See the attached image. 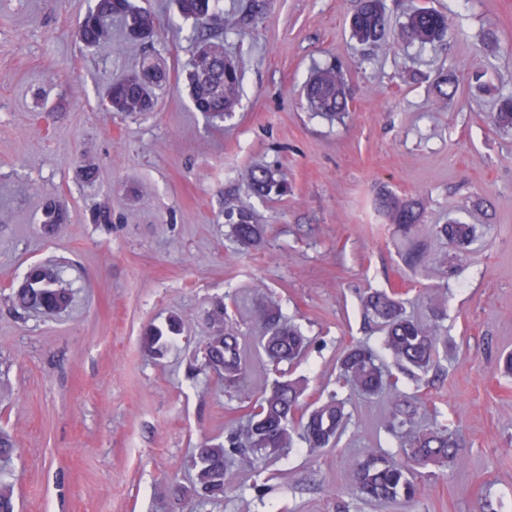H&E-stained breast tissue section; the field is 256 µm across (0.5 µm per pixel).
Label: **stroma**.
I'll return each instance as SVG.
<instances>
[{"instance_id": "1", "label": "stroma", "mask_w": 512, "mask_h": 512, "mask_svg": "<svg viewBox=\"0 0 512 512\" xmlns=\"http://www.w3.org/2000/svg\"><path fill=\"white\" fill-rule=\"evenodd\" d=\"M94 0H0V427L19 451L8 466L19 512H512V133L490 115L512 93V0H384L387 28L358 42L360 0H222L235 25L224 51L242 72L239 101L221 121L197 112L185 69L197 45L174 0H148L161 22L152 53L168 70L145 114L112 115L101 103L142 46L114 32L87 49L75 39ZM417 7L447 13L435 45L398 33ZM341 66L350 110L332 121L303 95L312 73ZM454 75L457 91L440 99ZM98 168L83 181L86 162ZM288 184L284 195L249 192L252 169ZM414 200L417 239L444 251L433 227H479L457 274L407 267L403 238L376 202ZM67 202L65 223H41L44 197ZM112 209V221L94 213ZM250 210L263 228L238 245L228 220ZM54 259L74 288L71 307L43 317L13 311L27 268ZM446 286V374L406 385L459 430L462 462L419 470L417 497L379 504L356 496L351 465L367 451L397 453L382 427L387 397L336 384L337 362L356 343L378 346L360 295L393 288L407 310L431 318L430 288ZM274 298L311 345L292 373L310 392L340 389L352 425L339 445L298 444L261 475L241 470L222 502L185 494L191 450L223 437L240 407L203 369L220 303L247 337L262 335L259 309ZM184 331L164 357L140 344L168 317ZM266 482L257 497L254 479Z\"/></svg>"}]
</instances>
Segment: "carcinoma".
<instances>
[{
    "instance_id": "1",
    "label": "carcinoma",
    "mask_w": 512,
    "mask_h": 512,
    "mask_svg": "<svg viewBox=\"0 0 512 512\" xmlns=\"http://www.w3.org/2000/svg\"><path fill=\"white\" fill-rule=\"evenodd\" d=\"M219 0H175L179 14L194 21L200 45L186 74L189 98L195 110L208 119H222L238 103L240 75L224 62V29L230 20L218 9ZM121 22L125 37L144 46L153 44L158 35L156 16L137 0H95L77 29L78 40L97 47L112 41V20ZM354 36L361 42L380 38L387 26L382 0H361L350 19ZM448 32V16L429 8H416L401 28L403 40L410 44H435ZM167 81L166 71L151 54L143 55L125 78L112 83L107 92L108 110L115 114L150 112L155 108V88ZM313 109L331 119L347 114L349 102L345 77L340 67L319 68L304 87ZM495 127L512 131V93L500 98L493 116ZM249 189L258 195L284 192L286 186L266 168L253 171ZM379 206L390 223L396 225L407 241L405 262L417 266L425 262L426 245L413 237L420 214L414 203L396 195L380 197ZM44 223L60 224L65 219V205L58 197L45 202ZM237 242L252 247L261 239L260 225L253 223L246 211L238 213L232 224ZM435 237L458 252L477 239V227L453 221L439 224ZM73 301V284L64 278L60 263L49 260L29 267L21 286L13 296L15 308L46 316L66 311ZM364 318L382 327L381 350L354 344L340 359L339 378L358 392L389 396L386 429L398 440L403 456L394 461L386 453L372 451L352 469L351 479L366 500L409 501L417 493L412 472L429 467L447 468L463 458L464 441L456 431L443 424L426 428L418 421L428 414L417 397L402 389L406 382L427 385L444 374L440 350L447 348V331L437 319L425 322L406 314L404 301L394 289H374L361 298ZM214 330L203 348L204 365L224 378V386L237 393L244 388L247 350L240 342L237 327L224 319V305L211 313ZM264 335L257 347L274 370L282 364L302 360L310 341L300 326L287 320L277 303L262 310ZM182 321L172 319L167 327L151 326L141 337V347L151 356H161L180 334ZM305 383L299 379H275L271 387L248 405L247 411L224 426V439L206 441L193 450L195 471L192 486L186 492L204 506L224 500L226 475L238 466H253L256 459H281L296 442L312 450L332 448L347 433L352 414L348 399L332 391L315 400L305 401ZM0 512H16L12 483L6 470L0 471Z\"/></svg>"
}]
</instances>
